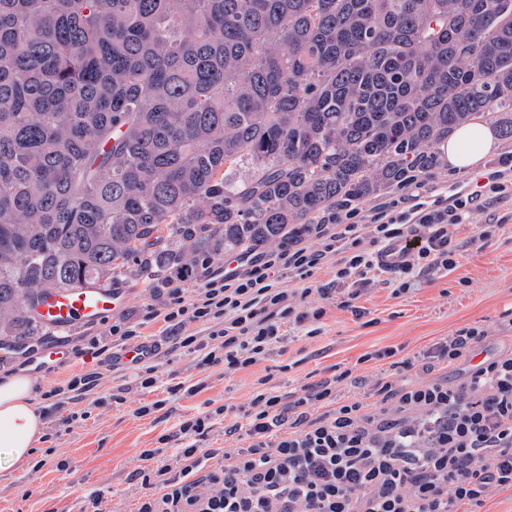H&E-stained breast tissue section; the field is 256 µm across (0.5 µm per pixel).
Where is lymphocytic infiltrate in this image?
Segmentation results:
<instances>
[{"mask_svg":"<svg viewBox=\"0 0 512 512\" xmlns=\"http://www.w3.org/2000/svg\"><path fill=\"white\" fill-rule=\"evenodd\" d=\"M483 191L431 200L429 179L409 177L389 201L368 209L341 207L318 225L306 243L261 255L243 269L207 272L195 289L170 286L162 307L144 322L163 321L174 347L196 357L199 368L234 373L264 360L282 342L290 323L319 322L321 308L298 310L280 282L312 277L326 259H339L337 285L347 287L343 308H352L356 287L381 275L398 282L432 270H448L458 246L453 229L473 206L512 197V158L483 173ZM405 255L395 266L380 262L389 244ZM484 340L480 328L458 331L435 343L421 361L395 360L394 350L372 352L392 362V374L372 385L367 403L339 398L351 370L305 386L291 401L266 390L253 394L244 424L248 444L213 448L207 441L219 405L182 421L178 449L161 460L160 449H143L136 475L150 490L137 512H452L481 506L490 488H512V352L475 361ZM465 366L457 385L419 379L414 366L432 361ZM323 404L322 415L311 416Z\"/></svg>","mask_w":512,"mask_h":512,"instance_id":"f902f5d3","label":"lymphocytic infiltrate"}]
</instances>
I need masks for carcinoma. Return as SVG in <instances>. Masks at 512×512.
Segmentation results:
<instances>
[{
	"instance_id": "carcinoma-1",
	"label": "carcinoma",
	"mask_w": 512,
	"mask_h": 512,
	"mask_svg": "<svg viewBox=\"0 0 512 512\" xmlns=\"http://www.w3.org/2000/svg\"><path fill=\"white\" fill-rule=\"evenodd\" d=\"M493 111L512 141V0H0V350L59 288L285 247Z\"/></svg>"
}]
</instances>
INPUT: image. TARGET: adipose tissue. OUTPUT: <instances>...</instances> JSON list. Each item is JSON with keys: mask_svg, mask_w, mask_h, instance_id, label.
<instances>
[{"mask_svg": "<svg viewBox=\"0 0 512 512\" xmlns=\"http://www.w3.org/2000/svg\"><path fill=\"white\" fill-rule=\"evenodd\" d=\"M497 135L484 118L460 127L440 147L449 170L475 169L481 159L495 150ZM34 381L27 375L0 376V447L7 449L12 463L26 461L42 440L45 422L33 401Z\"/></svg>", "mask_w": 512, "mask_h": 512, "instance_id": "adipose-tissue-1", "label": "adipose tissue"}]
</instances>
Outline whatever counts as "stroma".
I'll list each match as a JSON object with an SVG mask.
<instances>
[{
	"instance_id": "obj_1",
	"label": "stroma",
	"mask_w": 512,
	"mask_h": 512,
	"mask_svg": "<svg viewBox=\"0 0 512 512\" xmlns=\"http://www.w3.org/2000/svg\"><path fill=\"white\" fill-rule=\"evenodd\" d=\"M511 212L512 201L505 199L472 212L466 223L457 225L459 251L454 268L410 278L403 289L383 277L361 288L355 301L363 310L359 317L338 307L339 295L332 290L336 262L327 260L303 283L311 289L306 307L325 310L320 332L309 337L303 328H288L284 343L264 360L232 374L218 367L201 370L193 356L171 350L163 322L142 324L146 306L163 305L165 289L146 287L139 280L119 282L125 302L111 320L81 323L64 332L49 329L27 340L24 348L35 357L49 346L84 344L92 337L107 345L112 322H138L142 334L158 347L160 367L154 387L141 388L130 370L109 373L95 390L97 403L90 407L88 418L71 429L58 426L65 409L47 411L46 437L29 461L13 465L0 454V512H82L89 495L98 490L112 492L117 512H136L142 491L134 472L140 466L141 450L160 446V437L175 432L187 417L213 406H230L225 423L215 426L220 432L225 424L241 421L260 386L286 397L347 369L357 378L352 394L362 398L390 365L386 359L364 361V354L392 348L400 357H413L467 327L486 332L478 357L512 347V340L505 336L512 320V223L502 225L489 240L477 239L489 218ZM303 284L288 280L284 286L292 291ZM324 288L329 296H321ZM91 369L90 362L79 356L69 366L35 375L30 366L19 365L17 353L0 355V374H32L38 395ZM179 383L197 384L201 390L191 397L169 395V387ZM157 400L164 403L161 410L138 415L140 406ZM49 447L55 450L50 457L45 454ZM62 460L68 465L64 472L56 468Z\"/></svg>"
}]
</instances>
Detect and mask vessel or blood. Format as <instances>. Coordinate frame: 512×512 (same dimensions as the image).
Segmentation results:
<instances>
[{"instance_id": "1", "label": "vessel or blood", "mask_w": 512, "mask_h": 512, "mask_svg": "<svg viewBox=\"0 0 512 512\" xmlns=\"http://www.w3.org/2000/svg\"><path fill=\"white\" fill-rule=\"evenodd\" d=\"M123 304L122 293L111 287L96 285L85 288H64L54 292L36 309L42 325L65 330L80 323H97L116 313ZM70 359L68 350L55 346L43 351L35 362V370L47 373L65 366Z\"/></svg>"}]
</instances>
